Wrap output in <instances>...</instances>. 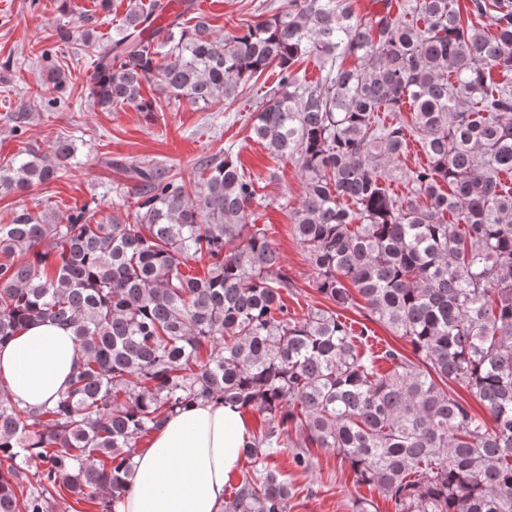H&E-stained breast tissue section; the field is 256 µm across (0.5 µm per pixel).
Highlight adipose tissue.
<instances>
[{"label": "adipose tissue", "instance_id": "ef3b65f1", "mask_svg": "<svg viewBox=\"0 0 512 512\" xmlns=\"http://www.w3.org/2000/svg\"><path fill=\"white\" fill-rule=\"evenodd\" d=\"M79 360L71 329L37 321L0 345V379L37 407L59 398ZM250 434L243 413L220 401L174 413L138 451L121 512H223L225 483Z\"/></svg>", "mask_w": 512, "mask_h": 512}]
</instances>
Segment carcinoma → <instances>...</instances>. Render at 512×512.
I'll list each match as a JSON object with an SVG mask.
<instances>
[{"label":"carcinoma","instance_id":"obj_1","mask_svg":"<svg viewBox=\"0 0 512 512\" xmlns=\"http://www.w3.org/2000/svg\"><path fill=\"white\" fill-rule=\"evenodd\" d=\"M169 2L126 13L94 54L89 95L106 112H152L141 87L155 78L177 100L233 102L279 69L252 138L298 166L293 235L334 307L288 311L295 281L267 226L247 223L263 199L229 149L203 161L193 192L163 167L126 166L131 222L15 209L0 224V344L53 322L72 330L80 361L51 404L0 389V512H57L66 495L116 512L139 441L198 399L261 419L224 512H288L291 483L269 464L284 448L300 471L309 449L336 452L397 512H512V0H470L476 18L496 7L491 35L462 23L459 0H408L395 17L285 0L221 37L203 19L186 26L194 0L171 13ZM303 58L319 61L317 80L293 70ZM411 135L428 164L404 170ZM74 156L64 137L49 156L17 154L0 164V191L55 179ZM355 292L416 359L371 350L374 332L339 317Z\"/></svg>","mask_w":512,"mask_h":512}]
</instances>
